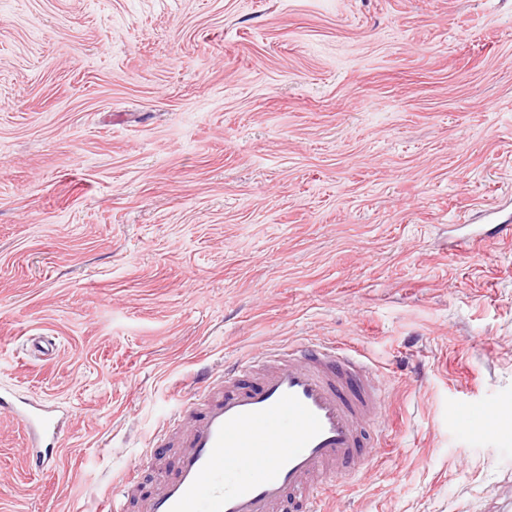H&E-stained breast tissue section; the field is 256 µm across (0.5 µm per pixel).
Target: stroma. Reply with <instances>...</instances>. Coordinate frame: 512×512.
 Returning <instances> with one entry per match:
<instances>
[{"mask_svg": "<svg viewBox=\"0 0 512 512\" xmlns=\"http://www.w3.org/2000/svg\"><path fill=\"white\" fill-rule=\"evenodd\" d=\"M510 201L512 0H0V387L63 418L42 473L0 418V512L157 479L201 367L304 340L388 384L324 512H494ZM495 415L493 408H461L455 414L457 426L465 431L483 428L485 422Z\"/></svg>", "mask_w": 512, "mask_h": 512, "instance_id": "1", "label": "stroma"}]
</instances>
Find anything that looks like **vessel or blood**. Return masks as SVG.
Returning <instances> with one entry per match:
<instances>
[{
	"label": "vessel or blood",
	"instance_id": "1",
	"mask_svg": "<svg viewBox=\"0 0 512 512\" xmlns=\"http://www.w3.org/2000/svg\"><path fill=\"white\" fill-rule=\"evenodd\" d=\"M374 370L335 344L306 341L237 359L203 373L193 401L170 419L180 431L165 477L151 485L128 471L112 512H322L327 491L378 453L368 428L384 420ZM26 434L27 470L56 466L61 432L53 407L0 390V414ZM491 408H462L465 431Z\"/></svg>",
	"mask_w": 512,
	"mask_h": 512
}]
</instances>
